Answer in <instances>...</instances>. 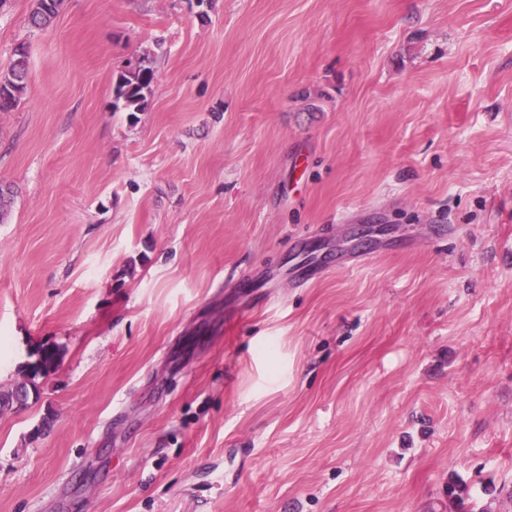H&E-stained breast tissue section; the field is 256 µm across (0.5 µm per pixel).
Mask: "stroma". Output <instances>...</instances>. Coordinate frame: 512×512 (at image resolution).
Returning <instances> with one entry per match:
<instances>
[{
    "label": "stroma",
    "instance_id": "1",
    "mask_svg": "<svg viewBox=\"0 0 512 512\" xmlns=\"http://www.w3.org/2000/svg\"><path fill=\"white\" fill-rule=\"evenodd\" d=\"M31 6L0 512H512V0ZM63 0H33L29 21L32 26L42 28L48 25L59 12ZM149 64V58L143 57L135 67L117 76L114 83L115 110L121 109L133 116L147 106L155 79L154 69ZM57 352L54 349H44L35 362L28 364V373L23 375V381L17 382L7 390H0V408L26 405L31 397V391L37 397V387L34 380L37 376L47 375L55 366Z\"/></svg>",
    "mask_w": 512,
    "mask_h": 512
}]
</instances>
